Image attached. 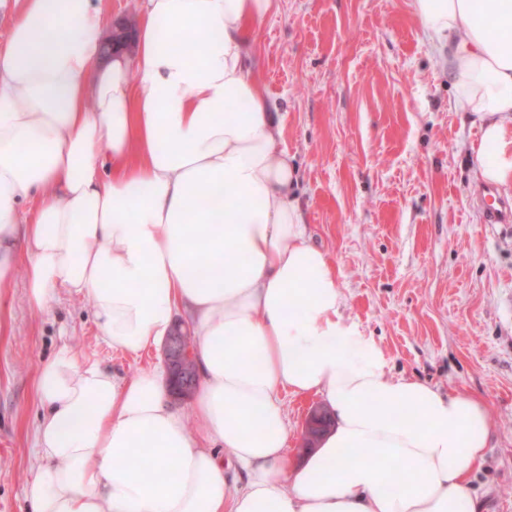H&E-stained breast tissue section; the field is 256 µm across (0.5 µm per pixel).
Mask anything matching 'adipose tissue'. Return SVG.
I'll use <instances>...</instances> for the list:
<instances>
[{
	"label": "adipose tissue",
	"instance_id": "ef3b65f1",
	"mask_svg": "<svg viewBox=\"0 0 512 512\" xmlns=\"http://www.w3.org/2000/svg\"><path fill=\"white\" fill-rule=\"evenodd\" d=\"M0 4L16 15L0 44V291L22 266L34 310L87 297L131 355L185 313L200 376L183 410L163 363L121 379L62 345L36 377L29 512H479L485 404L390 375L341 315L252 77L276 0H141L131 53L105 52L92 0ZM410 7L456 109L483 121L477 177L512 185V0ZM287 394L322 397L334 422L300 461Z\"/></svg>",
	"mask_w": 512,
	"mask_h": 512
}]
</instances>
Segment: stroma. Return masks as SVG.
<instances>
[{
	"instance_id": "35a3bbf8",
	"label": "stroma",
	"mask_w": 512,
	"mask_h": 512,
	"mask_svg": "<svg viewBox=\"0 0 512 512\" xmlns=\"http://www.w3.org/2000/svg\"><path fill=\"white\" fill-rule=\"evenodd\" d=\"M253 49L345 317L378 342L392 374L484 402L495 431L472 487L480 512H512V224L481 221L479 119L454 109L409 0H278ZM25 281L18 268L0 296V512H26L43 361L66 343L130 378L164 357L108 346L87 298L63 293L31 309ZM284 402L300 458L323 401Z\"/></svg>"
}]
</instances>
